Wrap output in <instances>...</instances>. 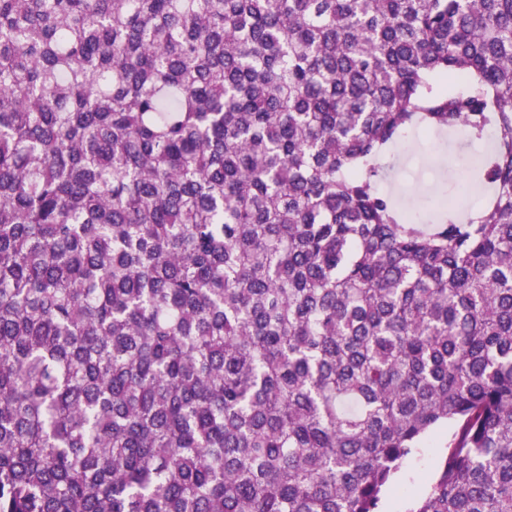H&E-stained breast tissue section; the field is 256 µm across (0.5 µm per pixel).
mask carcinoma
I'll use <instances>...</instances> for the list:
<instances>
[{
  "instance_id": "obj_1",
  "label": "carcinoma",
  "mask_w": 512,
  "mask_h": 512,
  "mask_svg": "<svg viewBox=\"0 0 512 512\" xmlns=\"http://www.w3.org/2000/svg\"><path fill=\"white\" fill-rule=\"evenodd\" d=\"M445 428L407 512H512V0H0V512H382ZM443 141L435 138H426L421 135L410 133L402 143L395 144L389 151V156L384 160L387 177L381 182L383 190L396 196L401 206L409 208L411 200L414 199L415 190L404 182L407 178L418 174L423 169H436L439 172L445 168L452 171L453 178L448 187L454 183L461 182L465 178L462 166H455L456 154L460 149V140L456 136V143L449 142L448 135L444 134ZM455 151V152H452ZM449 156V161L441 167H434L433 161L438 156ZM444 432L441 429L429 436L419 452L405 461L394 489L388 494L385 512H404L407 493L423 490L435 478L439 468V449L448 439Z\"/></svg>"
}]
</instances>
